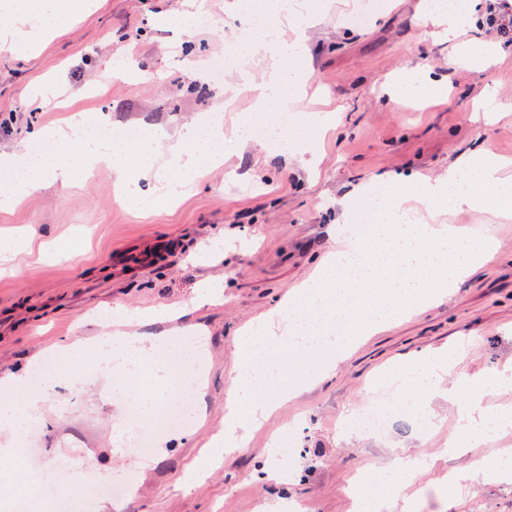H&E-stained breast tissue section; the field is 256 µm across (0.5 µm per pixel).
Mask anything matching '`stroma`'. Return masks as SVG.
Returning <instances> with one entry per match:
<instances>
[{
	"mask_svg": "<svg viewBox=\"0 0 512 512\" xmlns=\"http://www.w3.org/2000/svg\"><path fill=\"white\" fill-rule=\"evenodd\" d=\"M367 2L363 23L350 22ZM234 0H88L71 22L26 56L0 42V180L11 164L35 155L40 130L60 125L70 109L112 115V127L179 128L207 114L220 117L224 162L205 168L173 206L151 214L120 200L110 169L79 185L40 187L12 214H0V238L31 250L0 273V375L25 369L32 356L63 338L112 331L115 306L160 311L179 306L176 337H207V381L196 391L188 424L162 432L148 458L117 403L102 399L92 371L44 390L40 429L22 445L36 449L55 497H68L78 471L118 494L92 512H359L356 480L394 455L424 460L414 480L380 490L386 512H512V480L466 473L465 450L446 449L458 413L444 397L408 409L390 382L392 365L422 349L455 348L470 376L512 370V218L468 208L420 210L424 224L486 231L499 242L488 266L452 288L447 299L365 337L328 378L293 381L238 447L212 448L244 355L242 328L255 322L323 258L353 239L366 220L363 185L447 177L460 158L490 148L512 159V54L483 69L449 67L454 44L424 27L422 0H307L319 23L307 56L289 60L307 76L305 94L289 91L287 112L308 117L288 141L312 152L317 167L286 163L262 128L275 112L253 108L249 81L274 62L253 32L238 70L215 76L213 61L247 22ZM448 89L431 104L391 102L388 87L414 68ZM331 112L323 129L315 115ZM257 132L241 144L235 126ZM387 416L386 433L351 422L366 409ZM283 456L288 475L260 481V465ZM461 474L455 497L448 477Z\"/></svg>",
	"mask_w": 512,
	"mask_h": 512,
	"instance_id": "obj_1",
	"label": "stroma"
}]
</instances>
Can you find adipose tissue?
Instances as JSON below:
<instances>
[{
  "mask_svg": "<svg viewBox=\"0 0 512 512\" xmlns=\"http://www.w3.org/2000/svg\"><path fill=\"white\" fill-rule=\"evenodd\" d=\"M74 9L70 0H19L17 13L19 17L35 19L40 31L45 33L66 26ZM246 11L253 16L266 14L265 44L274 58L284 61L305 53L307 43L304 34L290 42L280 36V25L292 12L287 0H281L273 9L267 7L265 0H251ZM89 343L96 350L102 374H111L116 368L122 370V377L113 381L106 393L122 402L131 423H139L152 413L158 407L163 391L178 390L179 385L170 373L167 360L157 352V341L145 342L119 330L112 334L100 333L88 342L63 340L53 351L51 373L71 370L73 359ZM454 368V362L449 361L447 355L423 353L399 367L400 388L407 401L420 409L426 406L428 396L434 395L440 385H447L448 398L457 403L462 421L457 433L448 439L449 450L470 449V472L489 479H512V448L501 449L493 456L479 452L491 435L512 429V409L487 410L483 405L488 394L487 381L455 373ZM0 382L21 394L20 400L0 403V429L20 435L25 412L38 406L42 394L30 385L24 371L7 374Z\"/></svg>",
  "mask_w": 512,
  "mask_h": 512,
  "instance_id": "1",
  "label": "adipose tissue"
}]
</instances>
